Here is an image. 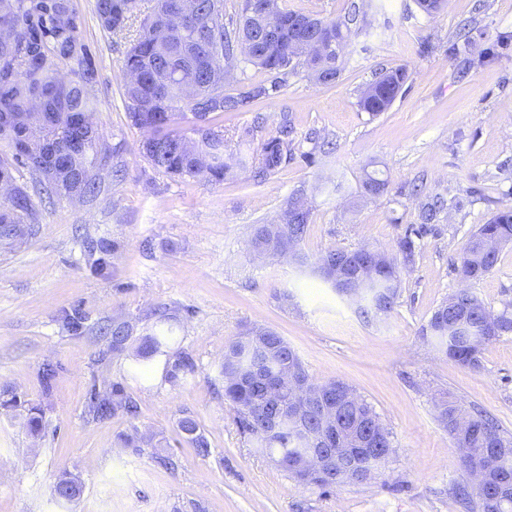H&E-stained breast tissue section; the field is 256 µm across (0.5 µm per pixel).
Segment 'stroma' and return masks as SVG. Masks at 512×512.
<instances>
[{"mask_svg":"<svg viewBox=\"0 0 512 512\" xmlns=\"http://www.w3.org/2000/svg\"><path fill=\"white\" fill-rule=\"evenodd\" d=\"M281 4L338 21L356 10L366 26L335 84L300 71L272 96L217 116L229 145L250 130L259 149L285 122L293 144L266 179L237 165L214 183L174 181L150 167L147 133L131 125L123 95L131 37L102 28L96 0H73L77 35L94 60L93 120L113 155L95 194L42 199L35 234L0 243V390L40 408L44 423L30 435L22 416L0 408V512H463L453 489L471 477L435 399L481 409L512 434V335L486 344L474 369L424 333L460 288L495 312L512 303V243L483 279L466 283L458 273L479 225L512 210V0H447L431 18L414 0ZM401 67L408 79L391 108L363 112L364 86ZM369 175L385 180L383 192L364 191ZM435 196L445 205L421 225V206ZM297 202L310 211L304 264L255 255V227L279 223ZM409 234L416 250L399 299L373 321L315 270L331 249L398 256ZM91 241L107 247L104 266ZM162 310L167 319H158ZM75 312L82 327L73 331L65 317ZM115 321L136 339L167 336L165 356H188L193 371L171 382L158 356L134 374L133 350L114 355L99 333ZM255 326L283 336L315 381H343L373 406L394 445L373 479L319 494L240 433L219 364L225 344ZM47 363L55 368L48 391ZM116 383L138 402V418L93 419L90 391ZM185 417L208 454L181 432ZM64 471L83 491L60 503L52 486Z\"/></svg>","mask_w":512,"mask_h":512,"instance_id":"1","label":"stroma"}]
</instances>
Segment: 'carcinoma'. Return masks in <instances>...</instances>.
<instances>
[{"instance_id": "1", "label": "carcinoma", "mask_w": 512, "mask_h": 512, "mask_svg": "<svg viewBox=\"0 0 512 512\" xmlns=\"http://www.w3.org/2000/svg\"><path fill=\"white\" fill-rule=\"evenodd\" d=\"M138 0H96V13L102 27L117 32L125 28L137 8ZM182 0H154V5L141 24L138 37L130 43L124 58V68L137 73L134 82L125 83L124 98L131 124L149 129L155 141L154 149L144 151L150 166L174 181H185L205 176L210 181H224L230 166L224 158V129L215 123V116L222 112H237L254 101L278 92L283 76L300 65L310 69L324 67L336 83L341 67L336 65V39L350 34L346 22L315 19L327 37V55L316 61L308 59L289 44L288 39L271 42L263 28L281 19L297 17L310 20L312 16L299 11L286 10L275 3V12L263 14L266 0H242L239 25L228 30L224 24V0H198L196 14L186 16L181 10ZM8 30L0 38V142L9 148L10 156L0 158V177L16 181L15 164L21 163L37 173L40 167L20 157L15 144L20 139L33 140L51 147L43 164L59 173L58 179L39 181L46 192L68 196L73 184L80 185L82 194L91 195L98 187L97 171L108 165L109 147L98 149L96 141L102 139L93 132V140L82 150L72 147L69 118L74 114L84 117L93 125L96 100L91 83L94 77L89 48L77 37V16L71 0H0V28ZM249 43L250 52L244 61L273 74L268 86H256L236 95L224 91L213 93L206 85V73L212 69L231 71L238 67L235 46ZM68 70L70 77L61 76ZM184 78L198 84L204 96L211 97L213 106L205 109L200 102L186 97L180 84ZM407 81L406 71L395 68L379 76L363 91L359 106L372 115L382 111L381 103H393L395 91ZM38 103L41 120L25 126L16 122L26 117L33 103ZM181 116L191 114L190 132L198 135L197 142L189 147L187 132L174 127L176 111ZM290 130L283 125L274 135L261 143L256 156H242L239 162L252 164L254 176L264 178L274 173L291 153L288 140ZM18 199L0 207V241L7 243L17 238L15 226L28 225L32 235L37 223V211L25 187H18ZM310 214L301 213L294 224H261L252 238V247L286 246L288 240L300 243L307 233ZM493 240L497 244L512 242V210L495 215L479 226L470 237L459 256V272L471 280L490 274L498 254L484 251L483 243ZM375 251L368 248L334 249L318 260L323 263L337 256L346 258L352 272L373 259ZM389 264L379 265L375 272L378 280L389 284L384 302L360 308L365 319L387 313L396 304L401 281V270L393 258ZM464 312L469 327L468 335L452 331L450 321L454 309ZM494 316V328L488 327V318ZM428 329L436 338L449 359L472 368L480 365L481 347L502 336L512 335V309L504 307L499 312L489 310L472 292L459 291L448 296L434 310ZM267 337L264 353H245L236 337L224 345L221 375L224 377V400L234 409L236 422L242 434L254 439L259 447L274 455L280 466L297 482L317 487L326 493L338 485L363 483L387 463L393 448L389 431L381 423L373 406L355 397L351 402L336 403V432L343 434V443L336 451L352 449V455L336 467V478L305 480L301 463L311 448L300 436L298 427L291 420L270 423L267 400L256 384L260 376L272 378L286 366L303 367L288 341L278 333L260 328ZM131 340L129 326L124 322L112 323V353L121 354ZM166 344L163 336L155 334L140 338L138 356L150 361L162 353ZM166 373L170 381L192 371L193 363L187 356L166 359ZM438 419L448 429V434L460 454V463L468 473L476 467L490 469L491 479L472 487L458 486L454 494L465 512H512V436L479 411L463 413L453 403H436ZM89 412L104 419L120 412L129 419L138 414L136 401L119 383L112 391L91 396ZM179 427L193 447L201 453L208 452V443L200 433L198 424L191 418L180 421ZM82 492V484H73L70 474H61L52 486L53 496L72 500Z\"/></svg>"}]
</instances>
